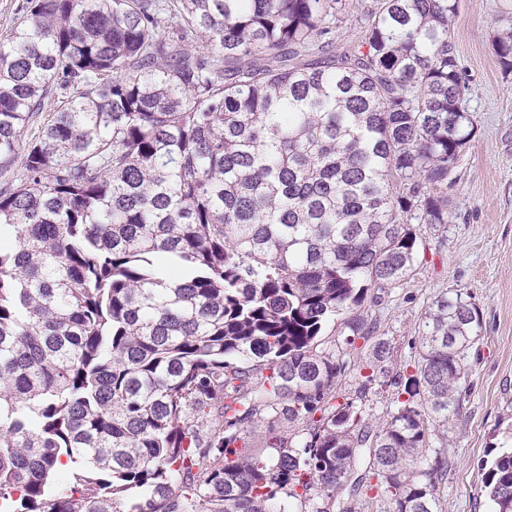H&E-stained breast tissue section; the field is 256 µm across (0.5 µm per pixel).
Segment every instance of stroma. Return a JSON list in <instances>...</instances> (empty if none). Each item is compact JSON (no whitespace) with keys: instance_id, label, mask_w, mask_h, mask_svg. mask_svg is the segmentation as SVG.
<instances>
[{"instance_id":"stroma-1","label":"stroma","mask_w":512,"mask_h":512,"mask_svg":"<svg viewBox=\"0 0 512 512\" xmlns=\"http://www.w3.org/2000/svg\"><path fill=\"white\" fill-rule=\"evenodd\" d=\"M511 13L512 0H459L449 36L468 85L475 134L453 173L450 216L441 227L422 226L413 276L360 308L389 341L395 372L417 360L420 316L436 295L467 293L482 314L460 411L448 423L451 465L439 488V512H493L484 467L512 447V72L493 50L491 25L494 16ZM356 347L336 390L356 399L379 426L391 390L362 389L360 362L369 345L360 340Z\"/></svg>"}]
</instances>
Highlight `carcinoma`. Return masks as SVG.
<instances>
[{
    "mask_svg": "<svg viewBox=\"0 0 512 512\" xmlns=\"http://www.w3.org/2000/svg\"><path fill=\"white\" fill-rule=\"evenodd\" d=\"M458 4L22 0L0 35V512H438L447 449L418 457L460 410L479 308L436 296L392 376L357 308L448 223L475 130ZM492 45L512 72V18ZM359 338L363 388H392L380 427L336 392ZM483 484L512 512V449Z\"/></svg>",
    "mask_w": 512,
    "mask_h": 512,
    "instance_id": "1",
    "label": "carcinoma"
}]
</instances>
